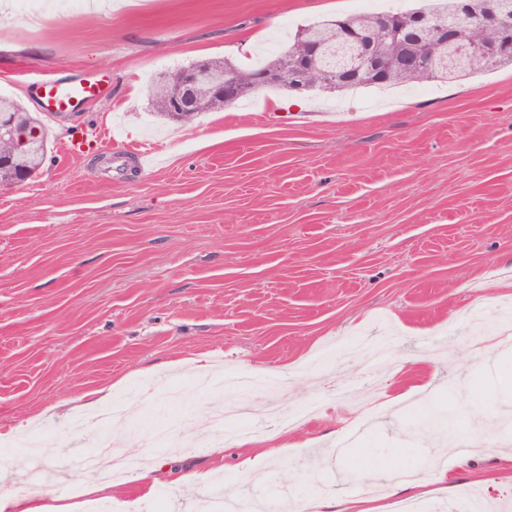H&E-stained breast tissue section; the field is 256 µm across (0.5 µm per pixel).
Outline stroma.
I'll return each mask as SVG.
<instances>
[{
    "label": "stroma",
    "mask_w": 512,
    "mask_h": 512,
    "mask_svg": "<svg viewBox=\"0 0 512 512\" xmlns=\"http://www.w3.org/2000/svg\"><path fill=\"white\" fill-rule=\"evenodd\" d=\"M0 0V93L29 111L49 74H111L109 97L46 120L49 152L24 184L0 187V431L18 457L31 442L146 453L153 493L116 481L108 499L80 496L83 475L50 456L51 506L114 512H197L202 489L173 484L174 469L214 479L277 512L321 483L331 499H404L401 472L448 491L512 504L499 461L512 432L497 426L512 402V340L474 347L473 322L512 315V67L448 83L300 95L267 90L183 127L149 107L157 73L200 58L246 67L286 47L297 27L336 16L400 11L414 0H47L19 21ZM249 54H241L242 42ZM85 140L82 153L66 151ZM162 154L149 171L105 175L103 157L143 142ZM210 372L249 374L216 394ZM376 383L381 401L357 418L353 401ZM108 385L112 403L139 412L122 428L71 433L49 405ZM422 393L392 405V396ZM277 400L297 420L272 425L298 449L246 476L245 451L223 459L186 448L214 401L243 403L245 430ZM453 415L428 429L427 411ZM178 428L181 447L154 450L152 430ZM360 428L359 444L338 452ZM469 465L457 466L459 456Z\"/></svg>",
    "instance_id": "obj_1"
}]
</instances>
